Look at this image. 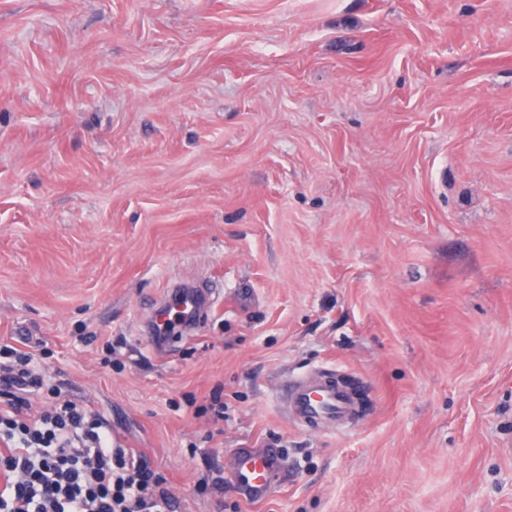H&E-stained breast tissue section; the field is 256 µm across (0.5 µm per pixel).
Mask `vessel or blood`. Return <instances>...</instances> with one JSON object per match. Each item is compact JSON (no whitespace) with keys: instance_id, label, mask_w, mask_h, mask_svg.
Listing matches in <instances>:
<instances>
[{"instance_id":"b4317fda","label":"vessel or blood","mask_w":512,"mask_h":512,"mask_svg":"<svg viewBox=\"0 0 512 512\" xmlns=\"http://www.w3.org/2000/svg\"><path fill=\"white\" fill-rule=\"evenodd\" d=\"M293 420L300 423H333L351 418L352 390L329 385L327 377L299 380L284 392ZM280 455L276 448H239L233 456L232 474L238 493L246 500L265 498L272 487V473Z\"/></svg>"}]
</instances>
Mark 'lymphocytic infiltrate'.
I'll return each instance as SVG.
<instances>
[{
  "label": "lymphocytic infiltrate",
  "mask_w": 512,
  "mask_h": 512,
  "mask_svg": "<svg viewBox=\"0 0 512 512\" xmlns=\"http://www.w3.org/2000/svg\"><path fill=\"white\" fill-rule=\"evenodd\" d=\"M33 353L0 346V512H171L144 452L123 447L99 415L51 391L31 414L20 390L42 389Z\"/></svg>",
  "instance_id": "1"
}]
</instances>
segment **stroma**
<instances>
[{
	"mask_svg": "<svg viewBox=\"0 0 512 512\" xmlns=\"http://www.w3.org/2000/svg\"><path fill=\"white\" fill-rule=\"evenodd\" d=\"M0 339L176 512L268 444L223 512H512V0H0ZM322 368L360 422H290ZM187 296H192L193 299L197 302L195 311L192 315H186L182 311V305ZM171 312H174V316L172 318H168L167 315ZM197 317L198 299L194 288H179L160 320L159 324L162 326L161 334L177 335L185 325L195 322ZM279 455V448L236 449L232 474L235 488L244 499L259 501L269 494Z\"/></svg>",
	"mask_w": 512,
	"mask_h": 512,
	"instance_id": "obj_1",
	"label": "stroma"
}]
</instances>
